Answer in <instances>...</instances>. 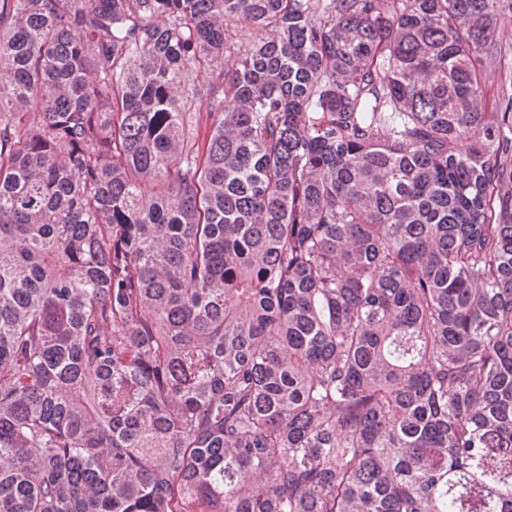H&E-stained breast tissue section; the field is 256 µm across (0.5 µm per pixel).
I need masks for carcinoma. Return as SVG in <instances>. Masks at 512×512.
Returning <instances> with one entry per match:
<instances>
[{
  "label": "carcinoma",
  "mask_w": 512,
  "mask_h": 512,
  "mask_svg": "<svg viewBox=\"0 0 512 512\" xmlns=\"http://www.w3.org/2000/svg\"><path fill=\"white\" fill-rule=\"evenodd\" d=\"M512 0H0V512H512ZM496 38L499 44L502 45L505 56L502 60L501 66L497 70L491 71L488 74L487 89L490 98L498 92L502 82L503 73H509V71L512 70V55L509 50L512 48V25L507 23L502 24L497 31Z\"/></svg>",
  "instance_id": "1"
}]
</instances>
